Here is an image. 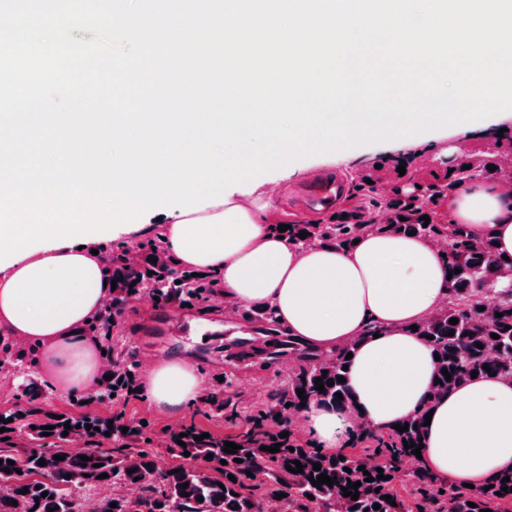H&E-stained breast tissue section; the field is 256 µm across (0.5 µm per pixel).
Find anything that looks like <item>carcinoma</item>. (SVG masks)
Wrapping results in <instances>:
<instances>
[{
	"instance_id": "1",
	"label": "carcinoma",
	"mask_w": 512,
	"mask_h": 512,
	"mask_svg": "<svg viewBox=\"0 0 512 512\" xmlns=\"http://www.w3.org/2000/svg\"><path fill=\"white\" fill-rule=\"evenodd\" d=\"M456 171L465 178L497 177L502 173L498 167L464 168ZM461 183L455 178L447 185L423 186L415 189L406 199L394 198L387 202L391 214L388 224H294L288 230V240L296 245L319 243L342 248L352 247L353 241L366 231L403 235L415 232L424 238H446L445 251L448 280V300L434 315L418 324L416 334L440 356L436 362L437 383L432 386V395L437 396L461 384L489 374L512 380V288L501 287L500 274L504 268H512V260L502 259L489 237L478 238L461 224H442L430 220L424 224L423 215H432L438 196ZM405 220H400V217ZM308 232L301 239L298 234ZM156 244H149L147 256L156 263L145 261L140 265L130 258V250L111 254L112 268H140L143 280L135 281L125 288L113 290L115 303L124 305L140 287L148 286L152 294L165 302H175L187 296L204 298L210 293V285L200 277L191 276L189 270H176L165 260L157 259ZM461 273H454L455 269ZM493 295L492 308L479 311L484 305L485 295ZM244 316L260 326L264 335L275 334L280 329L275 311L255 305ZM458 319L455 325L449 324ZM498 338L493 339L491 335ZM483 348H477V344ZM352 351L346 347L330 360L320 358L310 351L301 357V364L288 375V382L266 407L249 414L244 427L230 438L240 446L233 454L224 452V436L209 432V437L193 441L182 447L176 442H165V451L158 450L160 441L150 437L141 427L120 415L111 418L81 414L57 420H48L39 399L29 397L22 409L0 411V422L8 420L24 429L36 448H0V512H81L78 509L79 491L88 487L107 485L112 495L97 501L92 512H262L266 503H276L280 512H512L511 480L498 477L492 481L493 488L483 487L465 491L453 485H438L436 480L417 469L412 473L411 484L416 486L418 496H404L394 486L398 464L413 457V448L423 442L425 412H418L406 419L409 430L377 435L371 431L359 432L356 438L376 442L375 451L360 455L323 453L314 448H304L291 441V437H279L272 431L270 423H288L289 416L301 409L300 403L324 401L349 405L351 398L347 383L337 377H348L343 366L349 364L345 357ZM489 365L492 371L483 369ZM450 370L451 380H446L442 369ZM138 364L132 356H122L112 363L111 385L116 402L131 397L133 379L128 374H137ZM478 375H472V372ZM324 382L332 379L334 385L325 386V391L316 390L315 379ZM304 390L298 396L296 390ZM343 399H338L336 393ZM71 426L65 430L64 424ZM92 425L88 430L85 425ZM50 426V435L43 427ZM128 428L122 433V428ZM68 435H63V432ZM110 435H105V432ZM414 447L405 448L404 443ZM280 444L279 451L270 453L261 447ZM212 458H206V455ZM62 460L57 461L54 456ZM89 457L84 462L80 456ZM46 465H38L39 460ZM14 461L8 465V461ZM226 464H221V461ZM298 460L303 472L291 473L286 465ZM321 470H313V464ZM365 467V471L358 467ZM10 472H5V469ZM383 472H377V469ZM133 473H128V470ZM108 477L100 479L98 475ZM327 474L335 479L333 486H314L309 477ZM390 476L380 479L378 475ZM234 476L236 481L229 480ZM373 477L367 482L365 478ZM359 482V498L343 496L342 488L348 482ZM187 488H182V485ZM509 491L504 492L502 488ZM380 492H375V489ZM28 493H23V490ZM48 496L43 498L41 493ZM285 497L280 498L278 494ZM312 498H307V495ZM391 496V506L383 496ZM17 505H12V502ZM117 507H110V503ZM475 504L471 508L468 503ZM380 509H373L374 504ZM238 510H233V507Z\"/></svg>"
}]
</instances>
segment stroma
Returning <instances> with one entry per match:
<instances>
[{
	"mask_svg": "<svg viewBox=\"0 0 512 512\" xmlns=\"http://www.w3.org/2000/svg\"><path fill=\"white\" fill-rule=\"evenodd\" d=\"M494 139L481 131L455 137L447 129L425 132L419 144L408 150L373 144L353 148L351 157L335 162L327 155H311L294 161V174L264 173L258 183V195L269 198L274 210L287 224H327L331 215L299 214L293 195L304 182L321 173L342 176L347 192L340 210L351 222H358L385 210L388 194H410L416 185L434 184L435 173L452 169L456 163L482 166L497 161ZM213 299L183 304H157L143 294L126 304L118 319L112 342L120 350L136 355L140 363L171 355L189 357L199 370L206 391L232 399L240 415H248L264 406L271 395L282 389L289 371L298 364L293 354L279 357L272 366H264L259 355H225L207 345L204 331L213 325L223 327L228 335H253L252 324L240 317L224 318L214 312ZM34 383L41 394L45 412L50 414H94L103 417L124 412L126 419L145 422L153 436L174 429L175 424L159 411L146 393H137L122 406L111 401L94 400L87 404L73 401L71 394L51 388L33 363L8 367L0 374V410L22 405L27 400L26 383Z\"/></svg>",
	"mask_w": 512,
	"mask_h": 512,
	"instance_id": "35a3bbf8",
	"label": "stroma"
}]
</instances>
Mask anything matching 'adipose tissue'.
Segmentation results:
<instances>
[{
  "label": "adipose tissue",
  "instance_id": "1",
  "mask_svg": "<svg viewBox=\"0 0 512 512\" xmlns=\"http://www.w3.org/2000/svg\"><path fill=\"white\" fill-rule=\"evenodd\" d=\"M448 220L492 236L512 256V196L472 179L449 194ZM270 204L236 191L225 203L168 216L161 240L183 266L218 274L226 307L273 305L288 334L326 353L347 345L351 404L311 402L298 413L322 450L341 451L359 427L388 431L431 412L418 461L433 476L482 487L512 472V382L489 376L430 398L435 359L413 327L447 300L443 251L418 236L368 233L349 250L298 248L272 227ZM102 256L74 246L40 250L0 270V328L40 348L37 366L55 390L93 387L102 371L85 325L110 298ZM379 337L363 336L368 320ZM152 403L173 420L203 390L181 357L152 360L143 376Z\"/></svg>",
  "mask_w": 512,
  "mask_h": 512
}]
</instances>
